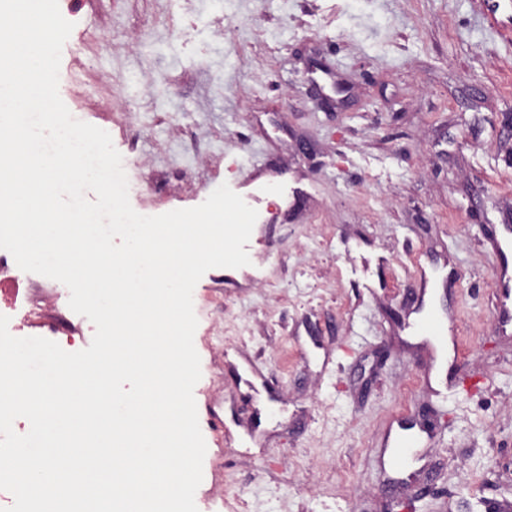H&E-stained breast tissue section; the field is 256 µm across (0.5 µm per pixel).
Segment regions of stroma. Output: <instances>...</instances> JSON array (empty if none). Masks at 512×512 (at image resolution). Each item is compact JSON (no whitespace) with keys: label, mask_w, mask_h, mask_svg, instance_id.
<instances>
[{"label":"stroma","mask_w":512,"mask_h":512,"mask_svg":"<svg viewBox=\"0 0 512 512\" xmlns=\"http://www.w3.org/2000/svg\"><path fill=\"white\" fill-rule=\"evenodd\" d=\"M73 23L60 68L111 103L114 147L146 164L141 207L284 173L287 205L255 202L249 265L193 291L198 512L512 502V326L487 239L512 225V28L479 0H109ZM420 264L459 345L441 395ZM403 416L433 442L397 469L381 455Z\"/></svg>","instance_id":"obj_1"}]
</instances>
